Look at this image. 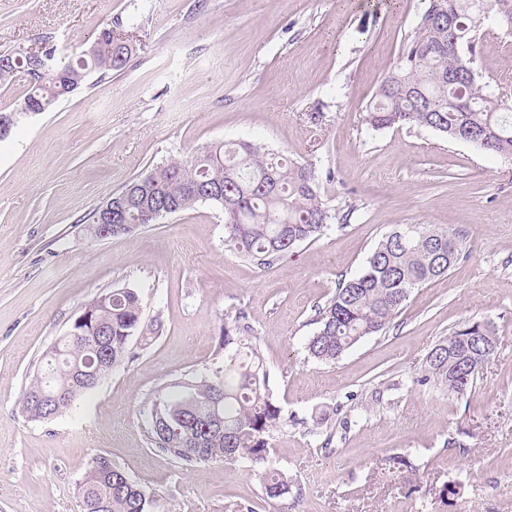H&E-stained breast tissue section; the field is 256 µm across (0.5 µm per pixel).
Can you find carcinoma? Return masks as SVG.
<instances>
[{
	"label": "carcinoma",
	"instance_id": "carcinoma-1",
	"mask_svg": "<svg viewBox=\"0 0 512 512\" xmlns=\"http://www.w3.org/2000/svg\"><path fill=\"white\" fill-rule=\"evenodd\" d=\"M415 34L397 68L373 95L366 124L429 128L452 140L465 133L484 139L482 151L512 157V106L474 78L458 77L462 57L449 43L473 42L490 15L512 32V0H422ZM104 27L91 47L69 60L48 48L38 57L0 54V84L17 74L29 77L15 113L45 112L94 72L122 70L132 48ZM313 164L266 153L250 143L211 144L130 180L114 197L125 199L112 235H129L145 224L210 203L224 211L225 241L239 256L271 266L297 244L323 234L332 219L318 194ZM463 239L447 228L402 224L386 233L362 271L338 282L333 296L315 312L317 330L306 342L309 358L332 363L367 336L385 330L414 288L445 277L463 254ZM90 320L77 325V339H59L43 354L44 368L20 400L21 412L41 421L73 411L83 391H70L72 376L90 361L112 358L118 367L133 358L132 338L144 333L142 303L132 288H116L83 307ZM245 315L224 324V364L211 373L161 390L150 408V441L165 454L192 466L241 457L264 467L269 499L291 492L292 479L269 466V440L285 421L262 353L248 339ZM501 346L490 322L468 321L438 340L424 358L425 380L450 395L476 383L480 368ZM82 512H151L145 492L122 469L99 456L78 486Z\"/></svg>",
	"mask_w": 512,
	"mask_h": 512
}]
</instances>
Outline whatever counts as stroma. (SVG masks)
Here are the masks:
<instances>
[{
	"instance_id": "1",
	"label": "stroma",
	"mask_w": 512,
	"mask_h": 512,
	"mask_svg": "<svg viewBox=\"0 0 512 512\" xmlns=\"http://www.w3.org/2000/svg\"><path fill=\"white\" fill-rule=\"evenodd\" d=\"M420 0H0V53L69 58L103 27L133 45L0 142V512H81L77 485L100 455L158 512H512V157L425 128L368 129L366 106L414 35ZM474 67L512 95V34L489 28ZM222 141L315 165L336 218L313 242L257 268L224 242L205 203L136 233L90 231L131 179ZM401 224L456 231L447 277L413 289L386 332L331 364L307 359L340 276ZM136 289V352L70 414L27 419L21 395L43 351L93 297ZM245 312L285 421L270 458L294 491L267 499L260 466H193L150 445L151 402L224 362V323ZM469 320L498 353L464 397L422 383L427 351ZM406 456L393 472L389 459ZM458 495H445L447 485Z\"/></svg>"
}]
</instances>
